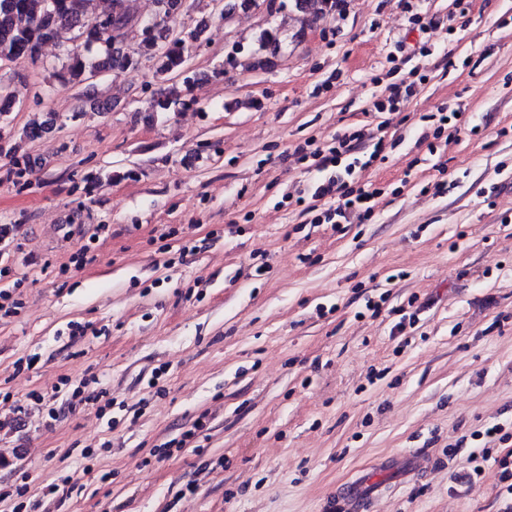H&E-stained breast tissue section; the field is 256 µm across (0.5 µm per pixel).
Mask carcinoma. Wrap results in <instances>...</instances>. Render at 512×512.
Masks as SVG:
<instances>
[{
  "label": "carcinoma",
  "instance_id": "obj_1",
  "mask_svg": "<svg viewBox=\"0 0 512 512\" xmlns=\"http://www.w3.org/2000/svg\"><path fill=\"white\" fill-rule=\"evenodd\" d=\"M154 17L161 19L155 33L138 35L137 47L128 43L113 45L109 29L99 20L131 24L135 17L126 8V0H109L102 12L92 10L93 0H0V63L29 60L36 62L41 48L48 43L72 45L69 50L65 77L73 83L90 80L95 72L116 76L124 70L146 60L152 63L158 75L175 73L183 76V87L173 84L152 96L146 110L152 113L168 112L192 105L188 97L195 78L189 75L187 62L192 48L201 46L202 30L172 33L168 20L179 13L180 2L187 0H154ZM295 6L315 24L336 12V0H294ZM275 0H227L220 20L231 19L239 10L243 12L265 10L273 13ZM17 89L4 91L0 86V125L8 124V116L18 100ZM53 119L33 121L23 137L34 141L49 133Z\"/></svg>",
  "mask_w": 512,
  "mask_h": 512
}]
</instances>
